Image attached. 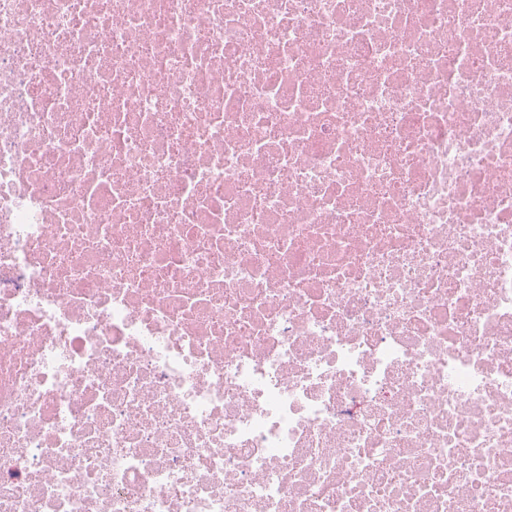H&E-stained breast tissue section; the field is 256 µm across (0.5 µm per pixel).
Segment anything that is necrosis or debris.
Segmentation results:
<instances>
[{"label":"necrosis or debris","mask_w":512,"mask_h":512,"mask_svg":"<svg viewBox=\"0 0 512 512\" xmlns=\"http://www.w3.org/2000/svg\"><path fill=\"white\" fill-rule=\"evenodd\" d=\"M0 512H512V0H0Z\"/></svg>","instance_id":"4bbe7bcc"}]
</instances>
